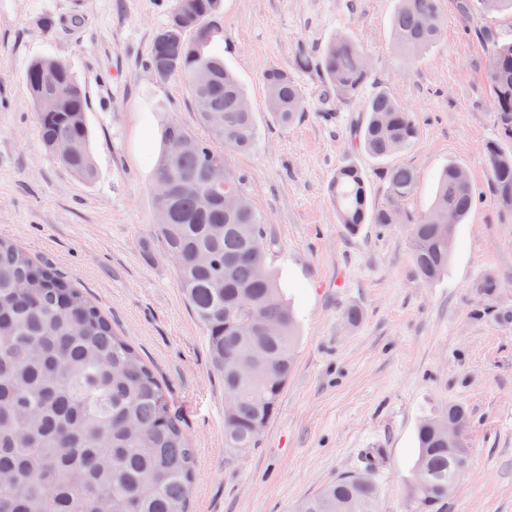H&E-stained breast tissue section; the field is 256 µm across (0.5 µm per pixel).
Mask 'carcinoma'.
Listing matches in <instances>:
<instances>
[{"label":"carcinoma","mask_w":512,"mask_h":512,"mask_svg":"<svg viewBox=\"0 0 512 512\" xmlns=\"http://www.w3.org/2000/svg\"><path fill=\"white\" fill-rule=\"evenodd\" d=\"M503 9L512 10V0L460 5L469 19ZM447 26L437 0H398L392 42L414 62ZM480 35L492 57L488 81L496 122L512 141V41L489 25ZM217 36H224L219 0H176L152 44V71L168 67L170 77L187 82L191 99L210 100V111L198 113L208 137L176 122L163 130L152 183L166 182L170 194L153 195L152 239L163 256L179 257L182 293L203 328L211 364L224 378V447L243 455L257 447L279 407L296 357L295 318L267 266L265 221L247 197L244 177L224 169V188L243 197L238 209L228 212L202 198L211 163L256 140L255 116L240 83L223 59L207 52ZM295 66L317 72L326 100L338 107L360 101L373 73L365 51L343 31L315 60L298 53ZM25 80L44 149L76 178L95 180L87 97L70 67L36 58ZM262 80L271 119L281 127L294 124L305 112L294 75L274 67ZM363 111L366 120L352 130L357 151L383 162L417 138L412 112L387 91L364 100ZM172 139L184 143L177 155L168 151ZM71 141L83 143L81 153L64 150ZM485 158L497 204L512 210V147L491 143ZM462 171L448 164L425 213L406 208L418 179L404 166L385 170L381 206L369 203L363 172L352 161L336 168L328 197L336 223L350 234L365 224L401 225L419 277L432 282L448 271V239L475 201ZM476 290L493 301L499 282L489 274ZM450 421L461 427L454 448L444 435ZM470 423L467 406L450 403L419 425L413 512H447L452 489L469 466ZM374 470L365 455V471L337 476L303 498L295 512H377ZM195 479V449L134 346L79 289L0 238V512H190Z\"/></svg>","instance_id":"carcinoma-1"}]
</instances>
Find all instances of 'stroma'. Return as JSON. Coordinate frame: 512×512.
<instances>
[{
	"label": "stroma",
	"mask_w": 512,
	"mask_h": 512,
	"mask_svg": "<svg viewBox=\"0 0 512 512\" xmlns=\"http://www.w3.org/2000/svg\"><path fill=\"white\" fill-rule=\"evenodd\" d=\"M176 0H0V237L51 265L136 348L165 387L197 456L193 512H293L343 472L374 474L378 512H412L410 481L421 421L448 403L471 412L470 468L448 512H512V211L492 194L484 149L499 140L487 81L490 53L459 0H439L448 32L416 62L395 50L397 0H221L223 55L255 113L257 141L225 155L267 220L268 262L296 312L299 344L279 409L258 446L224 448V382L173 264L151 246L152 171L164 124L198 129L183 80L148 67ZM56 23L44 27V15ZM346 31L368 54L367 93L385 90L418 126L413 145L380 164L352 151L360 105L325 114L315 75L297 73L305 112L288 128L266 112L271 67L292 69ZM64 61L88 100L94 181L75 178L41 144L24 75ZM354 161L370 199L385 201V165L415 170L409 209L426 211L436 177L467 168L482 200L457 229L447 275L422 281L403 229L336 223L327 182ZM494 274V307L475 294ZM357 308L356 323L346 318Z\"/></svg>",
	"instance_id": "obj_1"
}]
</instances>
